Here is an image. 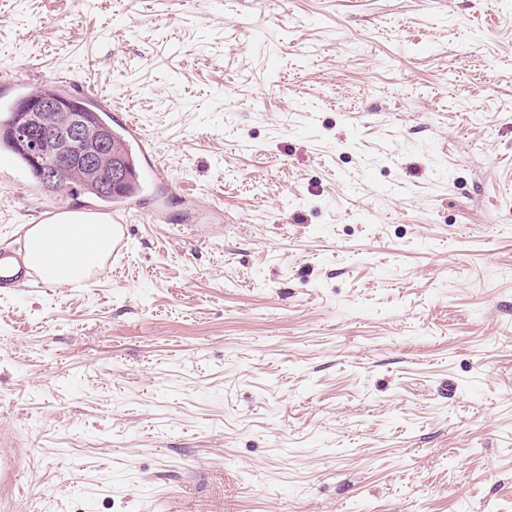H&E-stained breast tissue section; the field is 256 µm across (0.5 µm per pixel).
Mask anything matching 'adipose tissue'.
<instances>
[{
    "label": "adipose tissue",
    "instance_id": "1",
    "mask_svg": "<svg viewBox=\"0 0 512 512\" xmlns=\"http://www.w3.org/2000/svg\"><path fill=\"white\" fill-rule=\"evenodd\" d=\"M112 222L104 216L70 211L25 227L26 255L37 263L45 253H55L58 266L67 268L71 279L88 276L99 258L112 249Z\"/></svg>",
    "mask_w": 512,
    "mask_h": 512
}]
</instances>
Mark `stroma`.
I'll return each mask as SVG.
<instances>
[{
  "instance_id": "stroma-1",
  "label": "stroma",
  "mask_w": 512,
  "mask_h": 512,
  "mask_svg": "<svg viewBox=\"0 0 512 512\" xmlns=\"http://www.w3.org/2000/svg\"><path fill=\"white\" fill-rule=\"evenodd\" d=\"M0 73L152 145L0 295V512H512V0H0ZM57 207L0 153V247ZM116 234L112 235V221L104 216L70 211L43 220L39 224L24 225V240L30 264H36L46 252H55L56 266L67 268V279H56L50 267H41L46 281L64 283L88 276L90 267L112 250L113 259L125 251V224L116 214ZM113 238V244H112Z\"/></svg>"
}]
</instances>
